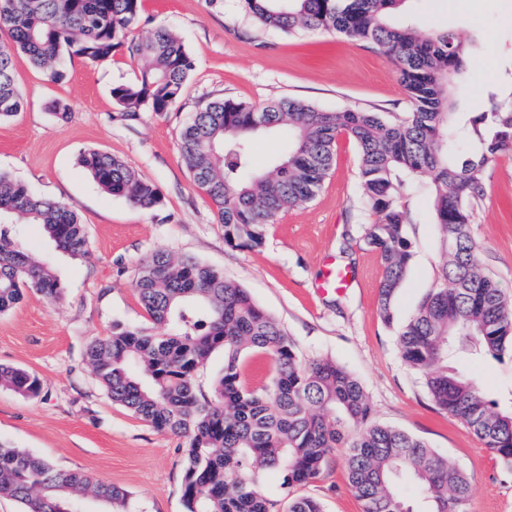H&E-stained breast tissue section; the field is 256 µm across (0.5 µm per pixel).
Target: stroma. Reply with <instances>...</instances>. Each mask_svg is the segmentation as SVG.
I'll list each match as a JSON object with an SVG mask.
<instances>
[{"label":"stroma","mask_w":512,"mask_h":512,"mask_svg":"<svg viewBox=\"0 0 512 512\" xmlns=\"http://www.w3.org/2000/svg\"><path fill=\"white\" fill-rule=\"evenodd\" d=\"M399 20L423 35L451 29L472 45L468 74L454 86L462 116L512 103V0H411ZM159 28L178 36L196 68L170 112H144L133 122L118 120L111 95L113 85L139 73L127 51L102 63L68 59L61 84L50 82L25 54L14 55L23 109L0 122V171L36 194L74 203L89 254L75 260L56 250L41 225L15 227L54 268L64 291L52 303L27 294L0 314V364L35 374L42 383L40 394L30 397L0 388V441L127 491L129 512H185L183 438L114 404L84 358L87 343L111 335L113 325L143 323L137 267L164 249L239 283L278 321L301 360L329 359L350 371L375 422L424 439L468 475V512H512V471L464 423L431 402L397 351L399 326L440 285L430 176L414 175L400 199L411 259L388 323L380 313L383 267L364 240L375 217L364 202L359 151L351 138L337 137L335 163L316 197L284 213L254 247L225 240L179 152L183 123L198 104L215 97L256 107L292 97L328 111L407 112L396 63L333 31L250 33L240 0H223L219 7L209 0H142L133 39L147 40ZM56 102L67 118L53 114ZM93 149L122 159L152 183L160 205L143 211L104 192L78 164L80 154ZM486 186L471 233L482 246L483 267L512 294V153L488 165ZM333 265L348 274L343 287L322 285ZM460 364L498 408L512 407V361L465 355ZM259 487L282 503L305 495L321 501L324 512H362L348 487L341 448L315 482L287 490L278 472L263 470Z\"/></svg>","instance_id":"35a3bbf8"}]
</instances>
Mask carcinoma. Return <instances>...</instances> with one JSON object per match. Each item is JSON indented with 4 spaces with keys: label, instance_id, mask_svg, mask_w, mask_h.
I'll return each mask as SVG.
<instances>
[{
    "label": "carcinoma",
    "instance_id": "1",
    "mask_svg": "<svg viewBox=\"0 0 512 512\" xmlns=\"http://www.w3.org/2000/svg\"><path fill=\"white\" fill-rule=\"evenodd\" d=\"M406 0H242L250 26L294 34L331 30L359 46L395 59L410 112L389 120L377 112H332L296 98L257 108L232 99L202 103L181 129L179 151L194 183L211 201L229 243L262 244L269 225L310 202L335 162L336 138L347 134L360 152V178L368 208L377 215L365 242L380 257V305L386 322L406 274L410 242L399 198L403 177L432 176L433 207L447 255L443 283L429 293L397 334L402 360L421 378L439 409L466 424L502 465L512 469V411L495 403L465 373L449 365L459 353L501 363L512 359V297L485 270L472 236L474 211L486 193L487 166L512 152V104L459 123L451 85L464 75L466 44L448 29L418 34L395 21ZM141 21V0H0V28L13 48H0V121L21 111L12 49L29 56L47 78L67 77L64 57L105 61L125 49L142 66L133 82L112 87L120 117L169 111L196 62L183 42L160 28L144 42L129 39ZM288 130V154L264 169L251 160L258 134ZM480 134L483 151L461 157L453 134ZM80 164L106 192L141 210L161 203L157 189L118 157L90 150ZM40 224L56 249L72 258L88 254L77 208L33 194L0 172V313L28 292L49 302L63 286L13 231ZM135 288L148 324L113 327L92 339L86 359L112 402L159 432L185 440L183 498L187 512H280L258 487V472L275 470L291 489L320 478L336 449L347 452V481L363 512H417L402 492L409 477L423 512H467L470 480L426 441L372 422L361 383L328 359L301 362L280 325L224 273L158 249L138 267ZM224 351V369L209 396L197 394L194 375L212 352ZM249 352L271 357V382L251 389L241 379ZM0 387L36 396L41 382L0 364ZM23 512H83L94 498L125 509L127 494L110 484L0 442V496ZM286 512H323L319 500H288Z\"/></svg>",
    "mask_w": 512,
    "mask_h": 512
}]
</instances>
